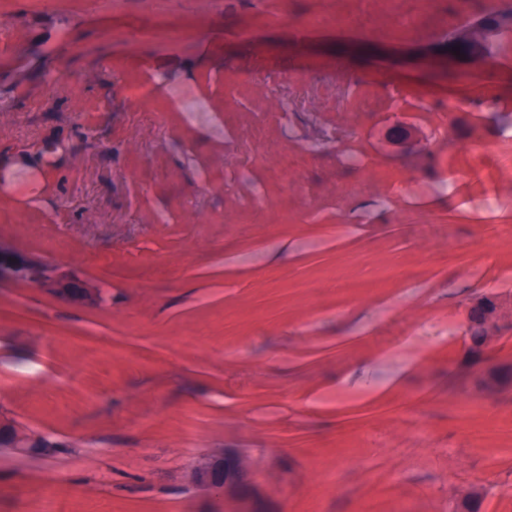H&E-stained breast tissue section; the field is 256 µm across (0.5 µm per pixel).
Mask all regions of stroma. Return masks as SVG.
<instances>
[{
	"label": "stroma",
	"mask_w": 512,
	"mask_h": 512,
	"mask_svg": "<svg viewBox=\"0 0 512 512\" xmlns=\"http://www.w3.org/2000/svg\"><path fill=\"white\" fill-rule=\"evenodd\" d=\"M340 7L357 29L305 26ZM411 8L0 0V241L111 289L0 282V414L56 443L0 452V512H224L205 453L266 512H512V392L463 345L512 296V47L410 81L375 52L447 64L487 5ZM414 11L407 15L406 22L410 25H423L432 21L441 7L440 0H417ZM249 464L240 455L198 458L190 469V482L240 508L229 512H266L249 480Z\"/></svg>",
	"instance_id": "1"
}]
</instances>
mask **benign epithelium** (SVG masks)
Listing matches in <instances>:
<instances>
[{
	"label": "benign epithelium",
	"instance_id": "1",
	"mask_svg": "<svg viewBox=\"0 0 512 512\" xmlns=\"http://www.w3.org/2000/svg\"><path fill=\"white\" fill-rule=\"evenodd\" d=\"M512 22L508 16L492 19L486 15L458 28L448 37V47H460V55L448 57L479 64L491 57L497 25ZM8 279L33 288L46 289L58 299L86 306L99 304L101 286L78 278L63 264L49 263L44 257L19 251L0 241V281ZM512 334V302L496 296H483L468 307L466 352L479 366L470 377L483 397L493 399L512 388V364L492 356L498 343ZM37 434L9 418L0 419V450L34 453ZM249 464L240 455L200 457L190 469V482L224 500L239 504L233 512H264L262 502L249 480Z\"/></svg>",
	"mask_w": 512,
	"mask_h": 512
}]
</instances>
